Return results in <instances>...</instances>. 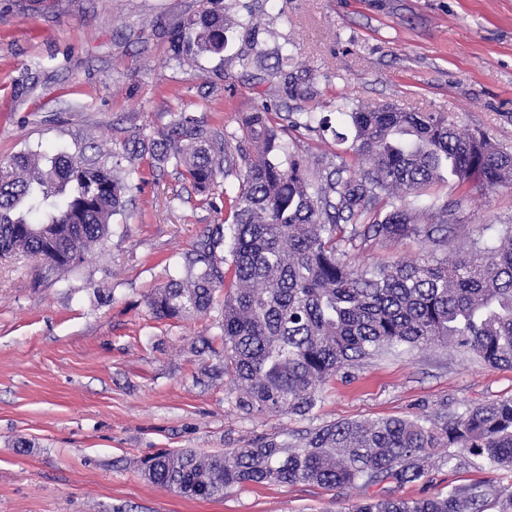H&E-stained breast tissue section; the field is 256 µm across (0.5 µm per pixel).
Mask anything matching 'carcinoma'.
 <instances>
[{
    "label": "carcinoma",
    "instance_id": "carcinoma-1",
    "mask_svg": "<svg viewBox=\"0 0 512 512\" xmlns=\"http://www.w3.org/2000/svg\"><path fill=\"white\" fill-rule=\"evenodd\" d=\"M221 2L207 0L173 28L175 59L222 54L233 27L250 36L260 30L256 13L238 17ZM289 61L277 52L271 89L279 102L296 103L288 125L274 126L267 108L252 112L233 149L181 114L156 138L132 134L125 166L67 153L1 158L0 257L38 256L44 279L79 267L109 236L147 156L155 169L182 168L200 204L231 219L198 243L186 275L169 279L146 306L159 320L190 318L211 312L216 292L224 291L217 321L224 365L213 375L229 372L239 383L238 409L305 417L329 378L397 350L453 343L490 367L512 368V225L491 246L474 240L450 253L455 228L448 201L420 209L405 202L444 180L467 190L512 187V153L483 133L459 129L442 112H378L337 96L329 105L352 133L336 134L351 141V162L338 167L325 151L302 155L285 137L318 131L326 120L305 106L317 97L311 73L289 69ZM233 173L239 187L227 198L216 191L217 178ZM404 239L427 246L426 255L372 268L346 261L348 245ZM224 244L229 260L217 255ZM447 447L450 466L475 457L512 472V398L469 408L439 426L402 418L336 422L299 444L262 440L217 454L165 449L145 459L141 471L157 486L199 499H221L246 484L402 486L425 477L429 449ZM491 495L498 512H512V488L488 482L452 485L427 499L370 498L353 512H485Z\"/></svg>",
    "mask_w": 512,
    "mask_h": 512
}]
</instances>
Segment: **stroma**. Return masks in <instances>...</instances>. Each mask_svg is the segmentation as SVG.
Here are the masks:
<instances>
[{
	"label": "stroma",
	"instance_id": "35a3bbf8",
	"mask_svg": "<svg viewBox=\"0 0 512 512\" xmlns=\"http://www.w3.org/2000/svg\"><path fill=\"white\" fill-rule=\"evenodd\" d=\"M201 0H0V157L33 151L111 162L128 130L153 137L185 112L237 142L242 119L269 104L263 71L242 58L290 51L311 70L318 104L347 96L407 112H444L512 152V0H223L258 13L256 42L233 29L222 55L174 60L169 33ZM104 245L56 281L25 257L0 258V512H350L362 500L441 496L512 472L448 467L430 449L425 477L366 489L248 484L192 499L139 469L162 448L223 452L296 442L338 421L445 416L512 397V368L455 345L375 359L336 375L304 418L245 414L231 375L207 381L223 342L214 316L153 319L148 295L185 270L218 224L173 167L143 168ZM439 193L453 202V247L512 224V188ZM418 241L349 251L362 268L425 255ZM30 447H17L18 438Z\"/></svg>",
	"mask_w": 512,
	"mask_h": 512
}]
</instances>
